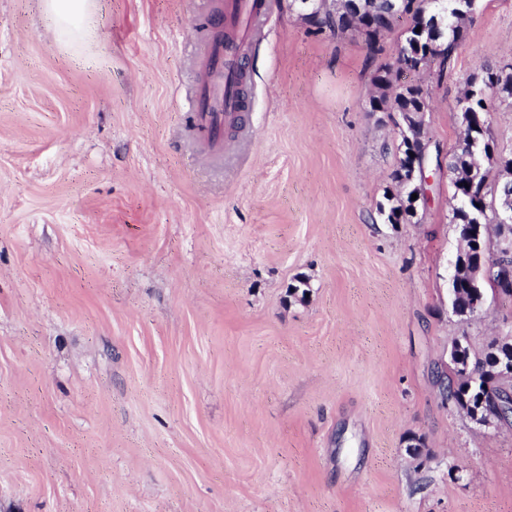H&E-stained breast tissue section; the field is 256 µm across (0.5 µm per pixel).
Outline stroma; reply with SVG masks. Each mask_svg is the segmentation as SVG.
<instances>
[{"instance_id": "obj_1", "label": "stroma", "mask_w": 512, "mask_h": 512, "mask_svg": "<svg viewBox=\"0 0 512 512\" xmlns=\"http://www.w3.org/2000/svg\"><path fill=\"white\" fill-rule=\"evenodd\" d=\"M264 3L211 143L204 0H95L74 49L42 0H0V512H512V426L439 392L512 297L453 313L447 167L410 221L378 214L399 137L368 100L404 28L373 57ZM457 56L423 78L444 157L477 63L512 65V0Z\"/></svg>"}]
</instances>
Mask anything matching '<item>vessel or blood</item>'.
I'll return each mask as SVG.
<instances>
[{
  "label": "vessel or blood",
  "instance_id": "obj_1",
  "mask_svg": "<svg viewBox=\"0 0 512 512\" xmlns=\"http://www.w3.org/2000/svg\"><path fill=\"white\" fill-rule=\"evenodd\" d=\"M260 9L259 0H214L212 5L214 17L223 18L238 36L233 42H213L206 47L208 76L198 86L192 109L198 129L211 138H220L227 120L240 109L232 80L242 55L243 40L251 34L248 22Z\"/></svg>",
  "mask_w": 512,
  "mask_h": 512
}]
</instances>
